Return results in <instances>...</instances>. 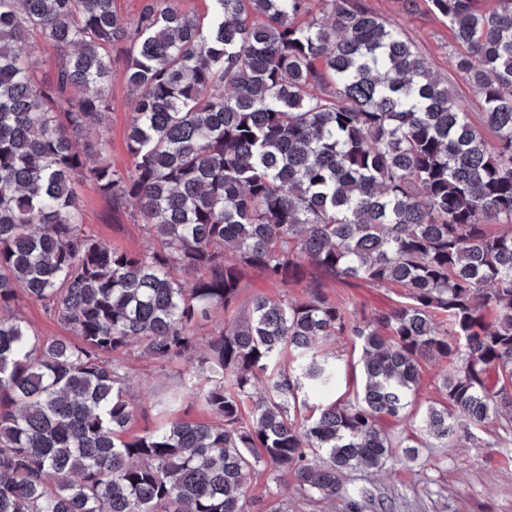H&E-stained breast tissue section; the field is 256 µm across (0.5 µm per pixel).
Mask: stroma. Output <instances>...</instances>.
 Returning <instances> with one entry per match:
<instances>
[{
  "label": "stroma",
  "mask_w": 512,
  "mask_h": 512,
  "mask_svg": "<svg viewBox=\"0 0 512 512\" xmlns=\"http://www.w3.org/2000/svg\"><path fill=\"white\" fill-rule=\"evenodd\" d=\"M367 4L376 15L401 25L430 67L450 80L465 111H478L472 87L454 72L446 19L431 12L426 0H417L411 11L405 10L403 0H367ZM130 112L127 88L122 82H114L112 110L105 120L107 151L112 163L121 168L131 164L125 146ZM77 193L84 222L95 235L131 253L153 246L144 224L131 211L114 210L89 186H78ZM329 291L336 300H353L369 314L391 309L401 299L399 288H376L359 282H333ZM185 369L182 362L161 368L147 359L133 360L129 392L140 403L150 404L154 392L175 387ZM447 370L445 361H422L416 410L447 403L442 384ZM266 484L265 472L251 475L250 490L261 497L263 512H346L345 500L308 499L290 482L271 490ZM346 484L350 493L367 492L363 512H512V436L488 447L471 440L451 448H423L409 465L391 462L379 471L358 470L347 477Z\"/></svg>",
  "instance_id": "1"
}]
</instances>
